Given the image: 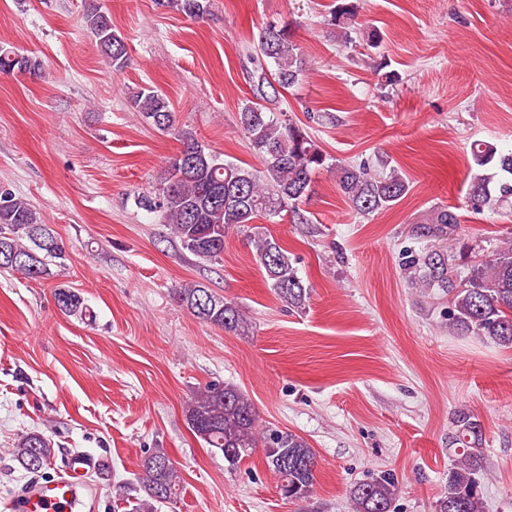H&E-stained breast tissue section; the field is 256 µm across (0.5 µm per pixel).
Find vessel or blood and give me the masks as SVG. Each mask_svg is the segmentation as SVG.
Segmentation results:
<instances>
[{"label":"vessel or blood","instance_id":"vessel-or-blood-1","mask_svg":"<svg viewBox=\"0 0 512 512\" xmlns=\"http://www.w3.org/2000/svg\"><path fill=\"white\" fill-rule=\"evenodd\" d=\"M98 465V459L91 455H70L64 475L33 486L21 499L11 502L12 512H83L87 494L82 478Z\"/></svg>","mask_w":512,"mask_h":512}]
</instances>
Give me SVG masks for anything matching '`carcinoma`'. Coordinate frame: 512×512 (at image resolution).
Masks as SVG:
<instances>
[{"instance_id":"obj_1","label":"carcinoma","mask_w":512,"mask_h":512,"mask_svg":"<svg viewBox=\"0 0 512 512\" xmlns=\"http://www.w3.org/2000/svg\"><path fill=\"white\" fill-rule=\"evenodd\" d=\"M162 6L190 18H201L211 0H163ZM83 26L98 51L115 71L127 66L125 37L112 27V19L95 6L83 14ZM258 77L255 98H264L268 79L286 89L294 86L307 62L292 41L287 24L267 23L258 34L255 53L249 54ZM37 59L0 47V73L34 74ZM130 105L148 123L161 131L174 130V112L168 98L148 87L132 92ZM239 124L254 151L263 160L257 170L222 161L191 134H179L182 148L171 161L168 177L160 187L135 197V204L160 214L162 223L193 256L216 261L224 254L229 230L241 228L262 217H290L308 223L301 209L313 191V176L321 169L334 173L336 184L358 213L370 214L394 206L408 192L409 184L395 169L388 173L371 170L366 163H327V156L311 136L288 118H278L255 102L239 112ZM474 171L466 199L475 211L512 213V146L498 147L477 141L471 146ZM495 172L487 173V166ZM459 215L449 206L432 209L423 222L412 228L418 238L434 245L420 253L408 252L403 267L411 284L427 293L448 296V332L474 336L501 348H512V235L500 240L489 259L470 266L464 278L457 276L456 261L465 245L459 238ZM256 260L266 274L269 287L289 307H306L309 289L298 276L288 252L271 236H254ZM65 257V246L39 213L10 186L0 182V269L31 279L53 276L50 259ZM174 296L197 319L243 335L251 321L239 306L208 288L190 284L174 289ZM53 297L65 314L83 315L88 307L80 293L60 286ZM189 430L210 448L232 455L235 467L263 449L268 468L278 477L280 491L291 500L308 498L316 481V454L305 439L290 431L259 427V415L251 398L233 383L207 384L185 406ZM483 428L475 416L459 411L448 436L454 465L448 470L447 488L437 501V512H484L480 485L483 462ZM20 468L37 473L55 457L54 442L41 432L21 435L12 448ZM142 495L130 512H158L159 506L179 495L176 469L163 452L145 456L137 476ZM400 493L398 482L383 472L355 486L352 496L356 512H390Z\"/></svg>"}]
</instances>
